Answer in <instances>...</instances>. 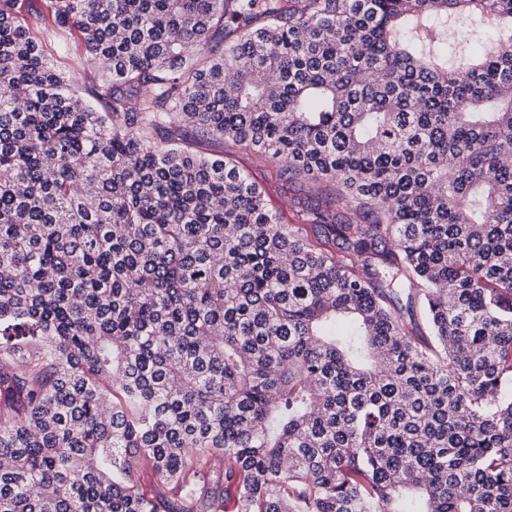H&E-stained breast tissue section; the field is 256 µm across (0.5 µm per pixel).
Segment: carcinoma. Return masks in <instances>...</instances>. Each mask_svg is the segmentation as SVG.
Instances as JSON below:
<instances>
[{
	"label": "carcinoma",
	"mask_w": 512,
	"mask_h": 512,
	"mask_svg": "<svg viewBox=\"0 0 512 512\" xmlns=\"http://www.w3.org/2000/svg\"><path fill=\"white\" fill-rule=\"evenodd\" d=\"M17 2L0 512H512V0ZM52 23L47 20L46 29H36L34 34L43 42L50 60L65 71L72 81L82 86L94 67L87 61L81 46V35L74 29L59 37ZM203 152L210 155H222L225 152L234 154L238 165L243 168L253 181L263 189L268 207L277 215L282 224H300L296 216L297 208L294 207V197H299L301 192L294 195L288 191L287 185L280 176V164L275 161L260 159L250 151L240 149L231 142L212 140L201 145Z\"/></svg>",
	"instance_id": "cac0c4a2"
}]
</instances>
